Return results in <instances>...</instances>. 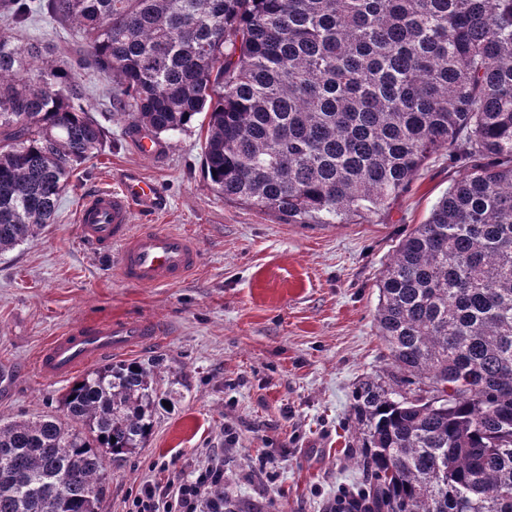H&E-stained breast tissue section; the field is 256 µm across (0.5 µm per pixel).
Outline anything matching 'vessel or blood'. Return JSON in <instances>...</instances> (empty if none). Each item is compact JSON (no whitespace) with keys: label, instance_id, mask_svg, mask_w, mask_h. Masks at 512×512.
Segmentation results:
<instances>
[{"label":"vessel or blood","instance_id":"obj_1","mask_svg":"<svg viewBox=\"0 0 512 512\" xmlns=\"http://www.w3.org/2000/svg\"><path fill=\"white\" fill-rule=\"evenodd\" d=\"M116 190L86 195L76 214L83 242L97 250L116 249L123 278L141 288L184 281L198 266L200 249L191 236L157 224L134 225V208L158 212L166 200L157 186L134 168L118 178ZM156 322L104 319L68 327L36 355L38 372L63 379L102 358L138 348L159 335Z\"/></svg>","mask_w":512,"mask_h":512}]
</instances>
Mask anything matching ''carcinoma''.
I'll use <instances>...</instances> for the list:
<instances>
[{
    "instance_id": "carcinoma-1",
    "label": "carcinoma",
    "mask_w": 512,
    "mask_h": 512,
    "mask_svg": "<svg viewBox=\"0 0 512 512\" xmlns=\"http://www.w3.org/2000/svg\"><path fill=\"white\" fill-rule=\"evenodd\" d=\"M37 14L85 51L18 44ZM89 67L131 132L199 122L214 190L296 224L376 214L448 150L460 177L381 272L393 372L354 393L358 498L512 512V0H0V253L54 222L106 144ZM162 401L156 361L109 362L61 414L0 417V512H100ZM244 509L223 488L204 505Z\"/></svg>"
}]
</instances>
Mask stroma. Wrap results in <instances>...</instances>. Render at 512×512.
<instances>
[{
  "label": "stroma",
  "mask_w": 512,
  "mask_h": 512,
  "mask_svg": "<svg viewBox=\"0 0 512 512\" xmlns=\"http://www.w3.org/2000/svg\"><path fill=\"white\" fill-rule=\"evenodd\" d=\"M20 43L72 48L68 25L34 17ZM86 104L108 144L64 192L55 224L0 254V412L58 413L72 378L42 379L39 348L68 326L142 316L165 332L127 352L172 372L146 447L107 471L100 512H126L145 481L189 477L224 464L227 493L260 512H332L362 480L351 454L354 391L391 371L375 320L381 272L400 240L424 223L456 178L447 151L434 154L408 192L355 224H293L279 214L225 201L203 172L198 126L173 134L164 154L141 156L126 121L108 119L112 84L83 70ZM139 169L168 201L165 214L135 211L134 224L193 235L201 261L182 283L140 288L116 269L115 251L80 239L75 212L94 190H111L121 169ZM238 436L224 445L225 427Z\"/></svg>",
  "instance_id": "stroma-1"
}]
</instances>
